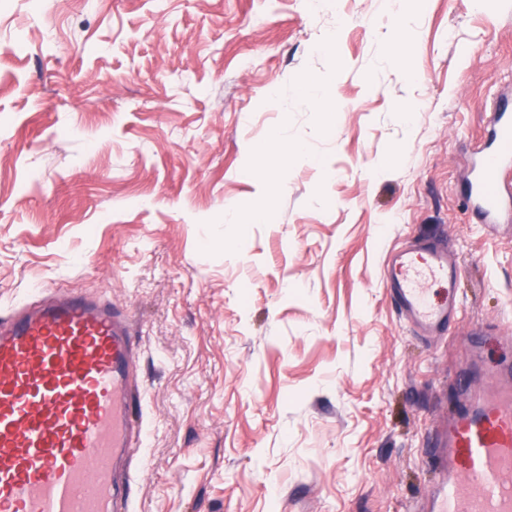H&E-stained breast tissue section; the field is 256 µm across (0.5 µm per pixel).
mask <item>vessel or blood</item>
Listing matches in <instances>:
<instances>
[{
	"label": "vessel or blood",
	"instance_id": "1",
	"mask_svg": "<svg viewBox=\"0 0 512 512\" xmlns=\"http://www.w3.org/2000/svg\"><path fill=\"white\" fill-rule=\"evenodd\" d=\"M495 147L479 151L470 201L489 224L512 220V108L490 106ZM459 266L446 247L393 252L386 286L411 327L447 330ZM443 283L434 302L427 283ZM127 314L111 301L33 290L0 317V512H130L133 453L146 433L133 383ZM453 414L426 512H512V384L466 387Z\"/></svg>",
	"mask_w": 512,
	"mask_h": 512
}]
</instances>
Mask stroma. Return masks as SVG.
I'll return each instance as SVG.
<instances>
[{
    "instance_id": "1",
    "label": "stroma",
    "mask_w": 512,
    "mask_h": 512,
    "mask_svg": "<svg viewBox=\"0 0 512 512\" xmlns=\"http://www.w3.org/2000/svg\"><path fill=\"white\" fill-rule=\"evenodd\" d=\"M404 9L410 80L386 0H0V316L35 285L128 311L133 512H405L457 376L512 375V223L464 182L512 0ZM277 130L312 161L257 166ZM425 239L460 267L439 336L386 288Z\"/></svg>"
}]
</instances>
